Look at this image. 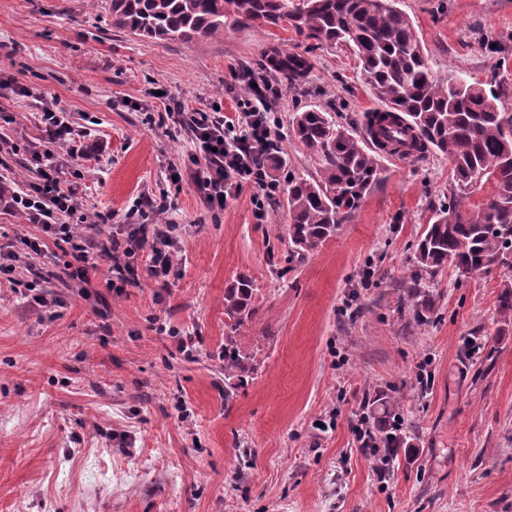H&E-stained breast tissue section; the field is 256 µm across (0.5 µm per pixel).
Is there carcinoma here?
I'll list each match as a JSON object with an SVG mask.
<instances>
[{
	"label": "carcinoma",
	"mask_w": 512,
	"mask_h": 512,
	"mask_svg": "<svg viewBox=\"0 0 512 512\" xmlns=\"http://www.w3.org/2000/svg\"><path fill=\"white\" fill-rule=\"evenodd\" d=\"M112 25L157 40H191L224 33L228 22L287 24L309 45L304 52L276 47L263 67L288 85L306 79L309 53L343 43L361 63V75L385 111L370 134L390 155L404 150L419 159L431 149L451 160L448 199L432 211L417 240V267L434 276L448 265L463 275L495 269L512 272V113L499 108L495 90L450 73L434 74L409 16L396 0H110ZM291 130L317 163L316 175H288L285 211L288 244L300 259L336 235L381 179L380 153L368 140L318 109L295 112ZM491 191L479 201L474 193ZM257 287L241 274L224 290V398L245 386L255 356L238 343L237 331L254 313ZM421 321L432 311L427 292L409 289ZM376 429L388 448L410 446L396 422L399 400L378 394Z\"/></svg>",
	"instance_id": "1"
}]
</instances>
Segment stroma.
<instances>
[{"instance_id": "obj_1", "label": "stroma", "mask_w": 512, "mask_h": 512, "mask_svg": "<svg viewBox=\"0 0 512 512\" xmlns=\"http://www.w3.org/2000/svg\"><path fill=\"white\" fill-rule=\"evenodd\" d=\"M397 6L436 75L493 88L512 110V0ZM275 45L310 51L313 63L273 104L284 186L315 173L287 133L292 113L321 109L360 133L379 105L348 46L311 51L289 29L252 24L161 41L113 27L109 0H0V77L13 81L0 88L13 117L0 138L19 147L0 153V180H32L25 158L40 110L63 109L92 155L84 208L134 224L136 198H167L163 221L179 225L182 246L169 288L146 281L118 295L100 278L87 300L63 274L64 255L19 253L15 278L66 305L52 317L0 288V512H512V321L497 310L507 277L449 266L431 278L414 260L448 194L447 156L383 157L360 209L301 260L288 250L284 194L260 224L252 185L214 211L168 178L192 143L160 126L164 97L232 112L243 71ZM243 273L257 292L240 344L257 372L228 399L224 290ZM415 278L435 299L423 325L400 316ZM172 328L191 336L194 360ZM388 390L413 445L383 467L354 428L373 421L370 401Z\"/></svg>"}]
</instances>
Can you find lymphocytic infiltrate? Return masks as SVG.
Returning <instances> with one entry per match:
<instances>
[{"label":"lymphocytic infiltrate","mask_w":512,"mask_h":512,"mask_svg":"<svg viewBox=\"0 0 512 512\" xmlns=\"http://www.w3.org/2000/svg\"><path fill=\"white\" fill-rule=\"evenodd\" d=\"M246 86L248 92L238 99L232 116L183 100L165 102L169 132H190L194 145L188 167L172 164L168 171L176 178L188 177L197 196L214 210L223 209L243 184H254L262 193L254 203V217L262 224L267 218L265 202L279 190L266 168L267 156L281 139L271 106L279 91L261 78H248ZM41 123L43 142L28 151L29 166L37 178L13 192L10 201L26 223L41 230L40 235L22 237V245L36 255L48 253L53 246L69 247L72 259L64 272L83 291L103 267L108 270L106 288L118 295L143 278L168 288L180 273L181 243L175 225L163 229L157 222L170 208L167 200H148L137 224L113 223L108 212L82 211L75 184L62 179L61 151L72 136L66 114L44 107Z\"/></svg>","instance_id":"1"}]
</instances>
